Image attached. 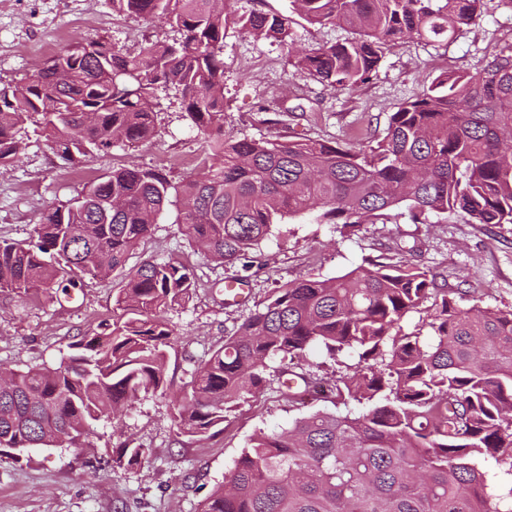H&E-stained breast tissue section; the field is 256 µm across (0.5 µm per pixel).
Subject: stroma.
Masks as SVG:
<instances>
[{
  "instance_id": "35a3bbf8",
  "label": "stroma",
  "mask_w": 512,
  "mask_h": 512,
  "mask_svg": "<svg viewBox=\"0 0 512 512\" xmlns=\"http://www.w3.org/2000/svg\"><path fill=\"white\" fill-rule=\"evenodd\" d=\"M92 17L76 27L74 19ZM161 18L136 19L113 12L110 0H0V84H18L74 35L104 39L129 51L165 38ZM348 27H320L294 17L298 49L356 39ZM512 44V0H488L485 15L458 29L445 42L407 39L385 49L378 71L352 90L332 91L288 62L289 48L257 40L236 29L224 39V133L276 140L292 134L346 141L380 134L393 112L416 98L440 75L473 73ZM158 134L136 148L114 145L88 161L101 175L117 167L163 171L172 181L196 172L209 150L208 139L185 118L172 94L158 90ZM22 149L0 165V238L25 240L43 212L77 194L86 183L82 168L65 162L45 142L37 125H27ZM176 207H169L146 242L145 254L190 266L197 288L192 300L168 312L176 333L167 349L168 388L133 401L120 419L96 423L83 448L0 450V512H199L223 481L252 436L278 432L295 418L333 410L323 390L356 354L329 358L310 349L295 362L320 386L305 404L289 401L272 360L259 394L227 414L202 437L177 435L171 413L198 366L225 336L234 333L273 288L307 276L343 275L365 259L390 257L437 273L449 287H465L462 308L512 307V224H471L453 213L413 222L407 209L392 210L382 223L342 231L332 224L290 218L273 228L260 254L248 263L221 264L192 251L176 232ZM246 279L248 296L224 300L227 282ZM115 279H84L74 301L63 294L18 297L0 291V367L24 370L58 367L71 344L93 335L112 317ZM149 448L147 461L115 466L112 456L125 442Z\"/></svg>"
}]
</instances>
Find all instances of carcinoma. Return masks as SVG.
<instances>
[{
    "instance_id": "carcinoma-1",
    "label": "carcinoma",
    "mask_w": 512,
    "mask_h": 512,
    "mask_svg": "<svg viewBox=\"0 0 512 512\" xmlns=\"http://www.w3.org/2000/svg\"><path fill=\"white\" fill-rule=\"evenodd\" d=\"M217 0H111L118 14L160 17L178 34L137 52L75 37L26 82L0 86V165L32 118L49 147L80 164L157 133L156 91H175L211 153L174 183L120 167L43 213L30 238L0 240V291L22 296L84 278L121 277L112 321L74 344L59 367L15 371L0 385V448H45L44 427L82 448L93 423L167 389L165 315L189 301L194 272L130 256L172 199L188 246L233 263L260 251L274 225L306 217L354 229L404 205L414 222L453 212L470 224H512V46L473 74L450 72L394 112L379 137L356 142L224 134V37L230 28L292 43L288 13L238 14ZM484 0H290L312 25L359 37L289 54L334 90L378 70L383 48L447 39L482 16ZM462 289L404 264L368 259L332 279L286 282L197 368L171 418L202 436L261 391L268 361L314 346L357 354L335 396L356 414L316 411L250 439L201 512H512V308L464 309ZM426 313L433 341L401 333ZM150 456L124 444L112 463Z\"/></svg>"
}]
</instances>
